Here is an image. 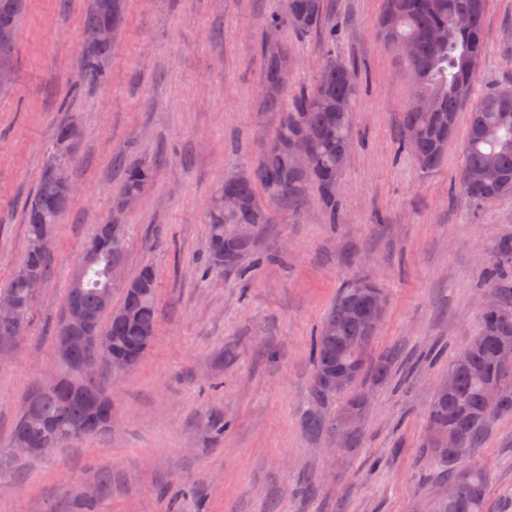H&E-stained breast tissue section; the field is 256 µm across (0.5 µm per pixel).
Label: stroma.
<instances>
[{"label":"stroma","mask_w":512,"mask_h":512,"mask_svg":"<svg viewBox=\"0 0 512 512\" xmlns=\"http://www.w3.org/2000/svg\"><path fill=\"white\" fill-rule=\"evenodd\" d=\"M282 0H127L105 83L80 80L89 0H26L0 90V286L27 245L25 212L56 129L84 134L76 192L55 229L51 273L29 327L0 349V512H414L432 472L421 455L434 384L476 335L480 279L512 239V194L475 208L454 197L467 129L459 113L442 166L423 174L397 149L415 88L405 58L379 36L384 0H325L324 28L282 42L289 95L311 86L327 50L358 66L354 147L328 211L310 191L277 209L249 276L203 277L207 207L226 171L254 167L274 113L261 97V21ZM488 43L473 94L512 84V0H489ZM155 177L123 217L127 274L152 267L159 330L132 369L110 377L112 427L46 454L13 447L26 398L55 371L53 329L84 246L110 214L119 164ZM372 276L388 306L372 350H397L372 386L364 441L349 454L312 438L311 336L344 283ZM225 424L217 433V424ZM493 474L485 512H512V416L477 450ZM313 482L309 496L300 484Z\"/></svg>","instance_id":"1"}]
</instances>
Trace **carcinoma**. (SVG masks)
Returning a JSON list of instances; mask_svg holds the SVG:
<instances>
[{
    "label": "carcinoma",
    "instance_id": "obj_1",
    "mask_svg": "<svg viewBox=\"0 0 512 512\" xmlns=\"http://www.w3.org/2000/svg\"><path fill=\"white\" fill-rule=\"evenodd\" d=\"M104 0H91L83 27L107 28L109 40L88 46L81 60L85 81L101 83L106 75L103 61L126 17V0H112L107 12ZM25 0H0V26L18 28ZM487 0H385L383 16L390 17L381 36L392 47L414 45L408 59L417 87L416 99L402 113L398 147L409 151L421 172L435 171L442 163L448 142L456 131L458 113L468 112V128L463 145V163L454 186L455 194L480 208L512 193V85L494 88L477 100L457 94L462 86L473 92V79L480 68L487 45L485 15ZM461 10L473 15L479 41L459 32L452 24ZM324 12V0H283L279 12L263 19L265 32L292 31L305 36L316 29ZM444 27L442 43L433 32ZM263 85L273 83L288 63L283 49H271L262 41ZM358 68L327 54L314 85L300 93L292 106L284 94L262 93L265 111L277 113L272 131L262 138L258 165L243 181L222 184L206 214L209 237L203 272L214 275L225 270L247 271L265 260L257 251L259 239L272 223L271 208L278 204L302 206L310 189L336 211V185L353 146L352 105L358 89ZM304 132L311 136L313 164L305 171L291 168L289 153ZM76 151L61 159L54 182L41 171L36 190L26 210L27 243L45 229H55L72 194L70 169ZM480 168L485 180L472 182L468 171ZM155 175L148 163L123 168L113 190L112 216L98 226L85 246L81 266L71 278L65 304L77 305L90 316L91 334L112 338L102 367L120 373L136 365L150 346L158 325V284L155 271L144 267L124 285L118 308L128 312L124 319L112 316L110 268L123 261L127 247L125 225L118 199L145 192ZM237 195L240 205L224 211V191ZM264 194L268 204L260 203ZM50 255L28 247L24 260L3 292L19 304L10 316L0 315V336H20L25 331L35 288L47 277ZM481 286L490 293V304L479 312V332L448 364L456 386L446 394H434L427 412V428L442 434L439 443L426 433L421 453L439 471L438 482L451 483L453 495L434 503L433 512H485L491 473L475 456L486 430L496 419L512 415V366L502 363V350L512 349V240L503 241L489 266ZM362 288L380 289L372 278L347 281L329 306L323 319H334L337 333L329 335L318 326L311 340V408L304 413V425L314 437H344V449L356 448L362 430L349 427L344 414L364 406L368 390L366 378L382 381L395 363V354L381 353L369 359L377 330L363 319L367 308ZM86 353L77 342L71 352L57 359L58 373L79 384L84 395L41 386L26 400L14 429L42 448H59L77 439L93 438L108 428L112 399L107 393L104 372L83 377L79 365ZM348 374L344 388L336 387V373ZM338 404V411L332 405Z\"/></svg>",
    "mask_w": 512,
    "mask_h": 512
}]
</instances>
